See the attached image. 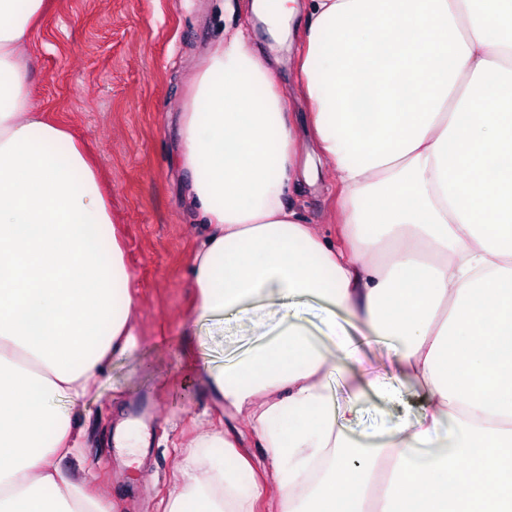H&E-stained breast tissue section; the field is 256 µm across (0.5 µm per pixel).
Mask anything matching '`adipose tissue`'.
<instances>
[{
  "label": "adipose tissue",
  "instance_id": "obj_1",
  "mask_svg": "<svg viewBox=\"0 0 512 512\" xmlns=\"http://www.w3.org/2000/svg\"><path fill=\"white\" fill-rule=\"evenodd\" d=\"M48 0H0V512H112L67 461L76 418L136 345L131 273L97 172L38 108L32 37ZM302 23L314 157L269 57L225 38L182 114L187 195L207 233L191 277L200 318L278 302L281 329L213 395L250 425L268 470L199 440L166 512H512V0H253ZM328 160L347 247L292 200ZM312 296L352 313L424 399L369 446L330 387L358 352L297 320ZM66 406H59L58 398Z\"/></svg>",
  "mask_w": 512,
  "mask_h": 512
}]
</instances>
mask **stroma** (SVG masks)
<instances>
[{"instance_id":"35a3bbf8","label":"stroma","mask_w":512,"mask_h":512,"mask_svg":"<svg viewBox=\"0 0 512 512\" xmlns=\"http://www.w3.org/2000/svg\"><path fill=\"white\" fill-rule=\"evenodd\" d=\"M247 30L289 93L300 77L303 33L274 38L253 15L251 0H53L33 35V99L67 124L99 163L118 214L132 275L139 336L132 352L113 359L79 422L82 443L71 466L87 470L95 491L112 497L115 512H165L170 492L203 435L228 431L255 467L264 450L250 430H237L209 391L203 373L231 365L258 342L254 324L274 326L275 308L225 322L198 324L191 308V260L205 234L185 193L181 165L182 112L194 75L235 28ZM303 185L295 203L321 233L335 235L340 187L329 163ZM336 331L360 349L359 372L396 384L387 399L366 393L347 427L366 442L383 438L423 402L399 369L391 340L375 336L345 311ZM146 424L141 465L130 469L116 448V426Z\"/></svg>"}]
</instances>
